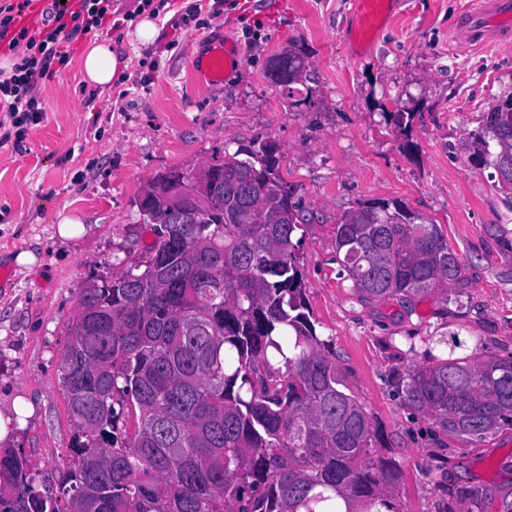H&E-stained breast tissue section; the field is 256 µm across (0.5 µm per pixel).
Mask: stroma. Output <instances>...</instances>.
Wrapping results in <instances>:
<instances>
[{"label":"stroma","mask_w":512,"mask_h":512,"mask_svg":"<svg viewBox=\"0 0 512 512\" xmlns=\"http://www.w3.org/2000/svg\"><path fill=\"white\" fill-rule=\"evenodd\" d=\"M162 3L159 37L141 44L127 35L141 0H112L122 79L105 96L87 86L74 43L67 67L40 87L43 121L22 142L0 143V412L19 397L34 406L12 447L66 508L74 427L58 361L84 288L151 244L139 201L158 174L272 143L301 219L308 309L370 417L395 512H500L512 501V423L480 440L451 436L409 407L402 387L453 334L461 354H512V192L470 146L484 112L512 96V44L452 42L469 0H400L361 52L348 0ZM226 41L240 46L239 64L221 82H197L191 60ZM286 49L305 61L291 94L265 76ZM399 110L413 115L404 131L386 118ZM387 200L438 225L461 264L448 291L365 303L339 277L336 223ZM65 217L85 236L61 241ZM23 248L39 265L12 262Z\"/></svg>","instance_id":"stroma-1"}]
</instances>
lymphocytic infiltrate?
<instances>
[{
  "mask_svg": "<svg viewBox=\"0 0 512 512\" xmlns=\"http://www.w3.org/2000/svg\"><path fill=\"white\" fill-rule=\"evenodd\" d=\"M30 3L10 0L0 7V44L17 58L11 72L0 77V107L5 108L18 142L43 119L37 84L68 64L69 48L78 37L109 32L112 14V0H53L52 28L17 26V18Z\"/></svg>",
  "mask_w": 512,
  "mask_h": 512,
  "instance_id": "lymphocytic-infiltrate-1",
  "label": "lymphocytic infiltrate"
}]
</instances>
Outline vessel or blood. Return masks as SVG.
Returning a JSON list of instances; mask_svg holds the SVG:
<instances>
[{
    "instance_id": "1",
    "label": "vessel or blood",
    "mask_w": 512,
    "mask_h": 512,
    "mask_svg": "<svg viewBox=\"0 0 512 512\" xmlns=\"http://www.w3.org/2000/svg\"><path fill=\"white\" fill-rule=\"evenodd\" d=\"M350 5L355 40L360 44L390 16L388 0H350ZM453 37L465 46L497 43L512 37V0H471ZM236 58L234 45L224 43L215 46L206 58L192 61L191 69L198 79L220 81Z\"/></svg>"
}]
</instances>
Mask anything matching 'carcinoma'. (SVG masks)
<instances>
[{"mask_svg": "<svg viewBox=\"0 0 512 512\" xmlns=\"http://www.w3.org/2000/svg\"><path fill=\"white\" fill-rule=\"evenodd\" d=\"M474 155L512 186V96L484 114ZM278 168L269 144L224 152V185L257 189L259 221L229 222L240 200L224 194L160 273L171 228L152 203L154 242L87 284L59 360L74 422L68 508L6 448L0 512H393L368 414L307 313L300 224L282 223L291 205ZM409 218L387 201L337 222L339 275L361 300L423 297L459 279L436 224ZM405 395L448 434L482 439L512 419V355H432Z\"/></svg>", "mask_w": 512, "mask_h": 512, "instance_id": "obj_1", "label": "carcinoma"}]
</instances>
